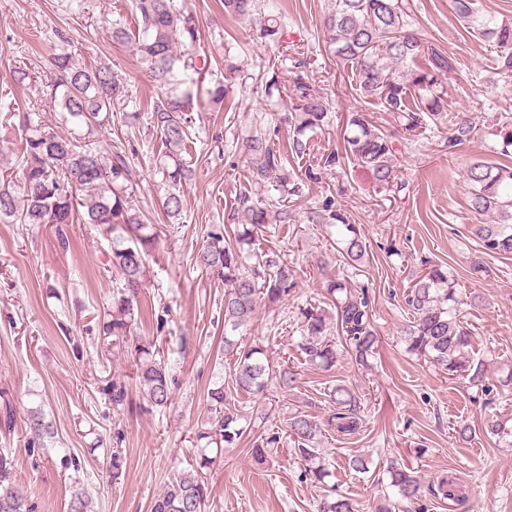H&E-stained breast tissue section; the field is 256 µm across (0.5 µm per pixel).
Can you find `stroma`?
<instances>
[{
  "label": "stroma",
  "instance_id": "stroma-1",
  "mask_svg": "<svg viewBox=\"0 0 512 512\" xmlns=\"http://www.w3.org/2000/svg\"><path fill=\"white\" fill-rule=\"evenodd\" d=\"M173 3L199 23L196 52L207 61L208 82L223 79L225 54L239 65L230 90L234 110L224 111L203 93L190 114L191 140L182 157L195 174L178 190L183 209L175 221L160 207L168 187L156 171L160 136L147 118L160 91L131 46L113 43L105 25L109 19L132 22L131 0H0V101L22 111L37 108L43 127L70 131L46 95L52 53L66 51L86 65L111 63L124 94L115 109L139 119L113 122L97 138L104 150L125 154L131 203L158 235L127 331L109 336L103 323L121 276L96 225H69L64 248L55 225L0 222V410L13 416L11 427L0 425V452L13 458L32 512H69L76 489L86 493L93 512H150L173 474L195 464L196 435L213 415L207 391L233 379L235 359L222 341L224 285L194 260L209 231L223 225L239 192L250 187L238 151L242 138L255 126L276 124L278 146L288 148L292 130L280 120L288 102L267 97L266 82L275 77L288 85L300 73L325 99L329 123L314 137L316 151L339 146L353 112L384 130L394 125L388 113L355 95L347 71L325 50L323 18L332 0H262L285 17L287 33L276 48L247 20L226 16L221 0ZM407 3L424 44L455 61L443 93L454 111L470 114L475 128L455 147L444 124L399 140L398 184L389 190L379 188L368 169L345 161L290 204V223L267 225L259 235L261 248L281 252L298 286L288 300L260 305L234 337L263 346L273 365L294 367L298 383L287 393L273 385L261 396L240 394L248 425L211 468L206 512H319L324 497L334 494L351 498L359 512H374L391 492L385 471L391 462L417 471L427 487L440 476L457 477L455 499L426 496L427 512H512V440L485 431L491 417L512 423V389L503 385L512 372V254L483 253L471 227L492 218L472 209L464 179L470 162L503 159L497 130L512 122V74L499 73L495 42L457 17L452 0ZM302 57L308 65L299 72L293 61ZM19 68L29 74L22 84L13 77ZM328 196L367 242L359 267L345 265L337 253L334 226L307 221L308 210ZM323 259L351 291L369 295L377 343L367 364L342 356L323 369L299 356L300 311L324 300ZM435 266L456 279L472 349L485 364L483 386L448 378L428 359L407 353L400 340L409 320V282ZM144 345L157 351L175 379L163 411L112 403L116 378L141 399L137 349ZM337 385L358 398L363 424L351 435L324 424L327 394ZM34 411L52 422L53 437L30 433ZM299 412L323 424L317 446L330 475L321 485L302 480L306 463L292 450L288 426ZM464 426L471 438L460 437ZM272 431L279 442L256 461L254 440ZM116 450L123 457L117 472ZM355 455L366 458L367 472L349 468Z\"/></svg>",
  "mask_w": 512,
  "mask_h": 512
}]
</instances>
